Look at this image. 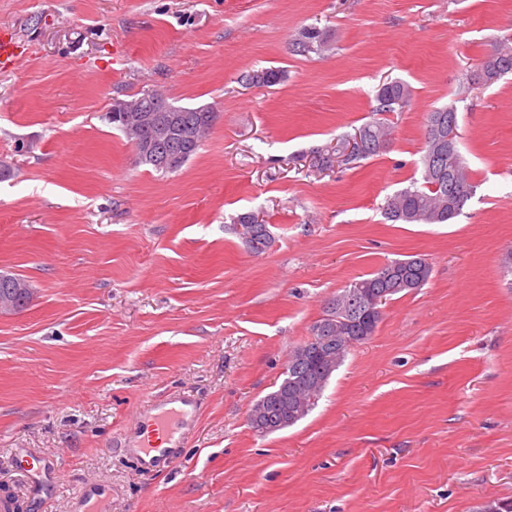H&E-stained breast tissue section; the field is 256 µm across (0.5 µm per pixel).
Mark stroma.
Segmentation results:
<instances>
[{
    "label": "stroma",
    "instance_id": "obj_1",
    "mask_svg": "<svg viewBox=\"0 0 512 512\" xmlns=\"http://www.w3.org/2000/svg\"><path fill=\"white\" fill-rule=\"evenodd\" d=\"M314 27L327 45L293 54ZM512 34V0H0V271L34 298L0 315V490L71 512H476L512 501V75L459 103L475 185L450 224L386 221L420 180L428 112ZM282 71L274 86L242 75ZM385 113L380 154L311 158ZM162 91L211 107L196 154L163 175L105 115ZM273 237L253 253L234 218ZM412 255L428 283L388 301L302 420L261 436L250 407L355 277ZM194 396L185 444L145 469L120 445L147 406ZM49 458L31 482L20 458ZM411 96L409 86L401 81H390L379 86L376 93L377 106L372 112L373 116L383 115L395 110V106L402 107ZM103 486L93 480H88L87 490L75 502L73 510L76 512H104L106 509V497Z\"/></svg>",
    "mask_w": 512,
    "mask_h": 512
}]
</instances>
